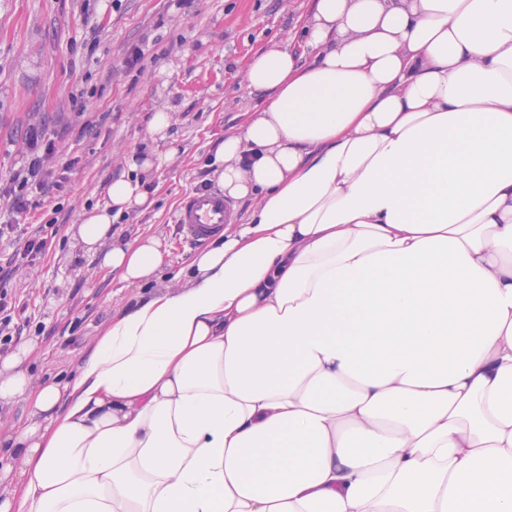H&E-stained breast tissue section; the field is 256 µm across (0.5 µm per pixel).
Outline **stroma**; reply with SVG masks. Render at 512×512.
I'll return each instance as SVG.
<instances>
[{
	"instance_id": "stroma-1",
	"label": "stroma",
	"mask_w": 512,
	"mask_h": 512,
	"mask_svg": "<svg viewBox=\"0 0 512 512\" xmlns=\"http://www.w3.org/2000/svg\"><path fill=\"white\" fill-rule=\"evenodd\" d=\"M311 0H0V287L15 307V342L35 343L38 380L66 379L108 320L144 295L103 276L69 234L102 203L127 152L162 157L155 202L114 226L123 239L153 235L170 257L156 285L177 284L196 251L174 222L184 196L209 180L207 161L254 104L242 84L247 58L298 39ZM143 54L135 66L132 48ZM172 117L170 139L153 140L154 112ZM43 167L29 177L31 159ZM66 172L62 188L53 174ZM24 195L26 210L12 209ZM44 224L38 269L16 255Z\"/></svg>"
}]
</instances>
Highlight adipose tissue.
I'll list each match as a JSON object with an SVG mask.
<instances>
[{"instance_id":"obj_1","label":"adipose tissue","mask_w":512,"mask_h":512,"mask_svg":"<svg viewBox=\"0 0 512 512\" xmlns=\"http://www.w3.org/2000/svg\"><path fill=\"white\" fill-rule=\"evenodd\" d=\"M253 53L212 176L246 223L112 318L29 422L0 512H512V0H313ZM73 228L103 275L168 248L130 153Z\"/></svg>"}]
</instances>
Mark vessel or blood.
<instances>
[{
    "mask_svg": "<svg viewBox=\"0 0 512 512\" xmlns=\"http://www.w3.org/2000/svg\"><path fill=\"white\" fill-rule=\"evenodd\" d=\"M233 216V206L218 191L192 192L185 196L175 222L186 242L195 245L219 233Z\"/></svg>",
    "mask_w": 512,
    "mask_h": 512,
    "instance_id": "b4317fda",
    "label": "vessel or blood"
}]
</instances>
